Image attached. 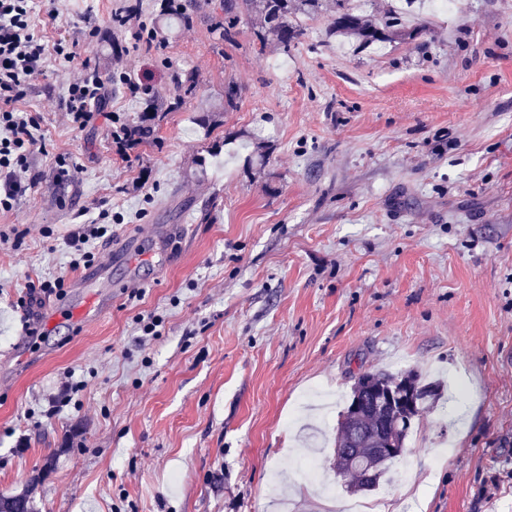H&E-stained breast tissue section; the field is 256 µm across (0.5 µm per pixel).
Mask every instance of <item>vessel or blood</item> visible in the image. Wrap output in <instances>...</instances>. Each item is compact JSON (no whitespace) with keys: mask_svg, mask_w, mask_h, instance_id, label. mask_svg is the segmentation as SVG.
<instances>
[{"mask_svg":"<svg viewBox=\"0 0 512 512\" xmlns=\"http://www.w3.org/2000/svg\"><path fill=\"white\" fill-rule=\"evenodd\" d=\"M108 268L84 271L75 282L76 301H63L53 307L48 320L52 323L91 322L112 305Z\"/></svg>","mask_w":512,"mask_h":512,"instance_id":"1","label":"vessel or blood"}]
</instances>
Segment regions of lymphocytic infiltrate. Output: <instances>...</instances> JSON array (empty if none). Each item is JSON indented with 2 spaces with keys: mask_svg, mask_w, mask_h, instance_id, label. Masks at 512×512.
<instances>
[{
  "mask_svg": "<svg viewBox=\"0 0 512 512\" xmlns=\"http://www.w3.org/2000/svg\"><path fill=\"white\" fill-rule=\"evenodd\" d=\"M32 15V0H0V211L11 210L30 189L23 176L36 155L47 151L38 119L20 111L17 103L32 78L42 73L48 54L67 61L77 54L72 44L47 47ZM102 86L97 71L83 67L69 84L64 100L71 123H84L87 107L99 98Z\"/></svg>",
  "mask_w": 512,
  "mask_h": 512,
  "instance_id": "f902f5d3",
  "label": "lymphocytic infiltrate"
}]
</instances>
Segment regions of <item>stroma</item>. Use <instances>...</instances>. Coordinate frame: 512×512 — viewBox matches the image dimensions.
Wrapping results in <instances>:
<instances>
[{
    "mask_svg": "<svg viewBox=\"0 0 512 512\" xmlns=\"http://www.w3.org/2000/svg\"><path fill=\"white\" fill-rule=\"evenodd\" d=\"M219 3L172 24L156 0H35L45 41L77 55L48 57L17 103L47 152L0 211V494L30 491L36 512H512V0L412 12L414 38L363 50L330 36L333 11L301 15L286 55L253 20L224 41ZM118 46L131 83L163 96L133 148L112 136L144 107L110 72ZM85 62L105 98L78 127L62 111ZM175 71L197 80L180 99ZM104 211L97 266L143 287L27 335L56 299L18 307L24 286L69 271L72 236ZM126 237L132 265L114 258ZM151 313L157 337L138 330ZM368 370L435 374L447 395L404 463L353 495L336 428Z\"/></svg>",
    "mask_w": 512,
    "mask_h": 512,
    "instance_id": "1",
    "label": "stroma"
}]
</instances>
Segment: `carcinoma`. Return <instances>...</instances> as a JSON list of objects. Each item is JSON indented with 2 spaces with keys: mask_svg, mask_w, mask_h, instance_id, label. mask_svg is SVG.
Masks as SVG:
<instances>
[{
  "mask_svg": "<svg viewBox=\"0 0 512 512\" xmlns=\"http://www.w3.org/2000/svg\"><path fill=\"white\" fill-rule=\"evenodd\" d=\"M339 12L333 31L354 36L363 45L391 42L402 35L405 26L401 15L386 18L376 26L350 5V0H337ZM322 7V0H224V40H232L243 17L255 15L263 24L256 37L263 43L275 39L283 54L300 36L293 23L299 15L314 16ZM146 107L136 121L122 127L117 133L121 143L135 146L155 139L157 117L155 102L159 91L147 84L142 87ZM382 384L396 392L404 387L416 386L420 390L414 407L407 413H379L372 403V384ZM440 382L425 379L415 370L397 373L368 371L354 382L347 406L337 425L334 467L347 480V491L357 494L374 490L380 480L390 472L399 457L388 461L375 455V448H405L406 439L418 417L431 412L441 399ZM0 512H34L28 492L2 497Z\"/></svg>",
  "mask_w": 512,
  "mask_h": 512,
  "instance_id": "cac0c4a2",
  "label": "carcinoma"
}]
</instances>
